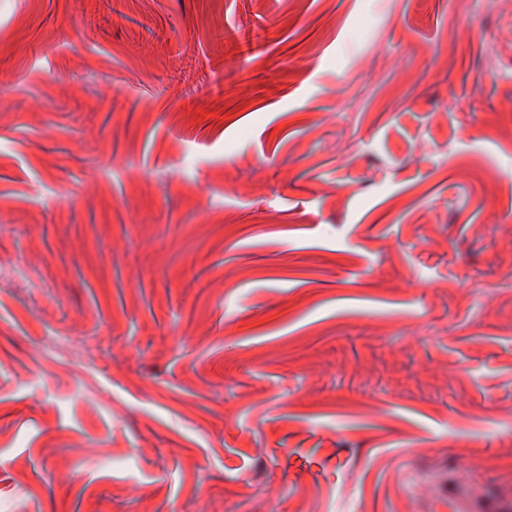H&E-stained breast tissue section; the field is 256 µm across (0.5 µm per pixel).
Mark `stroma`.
Instances as JSON below:
<instances>
[{"label":"stroma","mask_w":512,"mask_h":512,"mask_svg":"<svg viewBox=\"0 0 512 512\" xmlns=\"http://www.w3.org/2000/svg\"><path fill=\"white\" fill-rule=\"evenodd\" d=\"M0 512H512V0H0Z\"/></svg>","instance_id":"1"}]
</instances>
